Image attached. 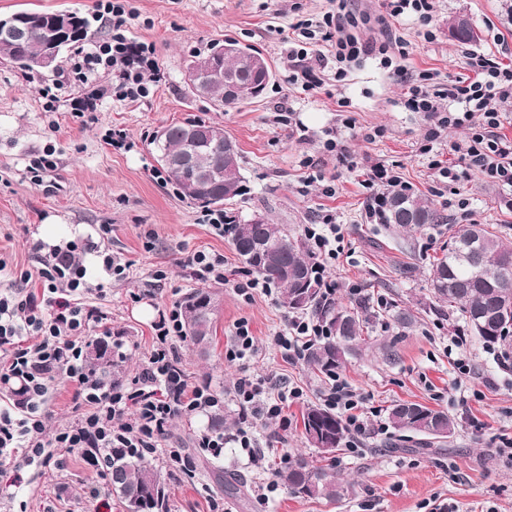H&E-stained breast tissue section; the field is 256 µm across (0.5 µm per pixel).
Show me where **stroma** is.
Listing matches in <instances>:
<instances>
[{
    "label": "stroma",
    "instance_id": "obj_1",
    "mask_svg": "<svg viewBox=\"0 0 512 512\" xmlns=\"http://www.w3.org/2000/svg\"><path fill=\"white\" fill-rule=\"evenodd\" d=\"M129 4L136 13L132 37L153 43L164 74L145 99L110 96L96 111L78 116L68 105L80 89L71 72L74 49L64 50L50 73L23 72L0 59V261L17 271L35 269L32 247L40 240V226L64 224L71 238L104 242L129 262L126 279L100 269L88 280L103 284L94 304L125 352L109 372L133 376L152 346L159 310L203 285L185 266L188 255L223 256L226 269L239 280L250 273L227 237L198 223V206L178 196L152 144L162 127L189 118L219 123L241 149L247 187L245 196L223 204L224 212L259 213L299 236L317 212L326 211L341 229L344 251L332 270L338 281L334 303L349 308L365 297L374 319L368 341L354 345L338 370L340 377L364 396L378 422H386L388 407L398 401L444 411L455 422L448 438L431 444L420 435L402 440L391 431L367 436L361 452L343 446L324 456L306 440L302 413L306 406L322 404L327 378L306 361L284 358L274 346L272 339L289 316L279 295L257 292L248 298L232 284L212 281L206 285L220 299L213 342L203 355L183 340L177 354L189 382H208L223 396L225 432H234L239 422L232 395L241 374L264 376L275 389L301 387L304 399L285 408L287 430L274 423L258 427L262 457L255 465L230 445L217 458L199 454L195 436L206 428L207 418L190 424L175 420L170 441L185 449L196 470L193 479L178 481L162 456L151 457L164 482L168 512H210L214 502L224 512H437L449 503L458 512H512V463L496 453L500 435L512 437V368L503 366L495 348L471 336L466 345L471 371L460 373L447 353L448 336L460 322L434 296L428 276L430 262L466 215L512 243V196L480 175L453 182L429 166L452 158L464 130L448 129L431 153L421 154L427 118L398 106L401 86L371 60L342 83L330 80L315 91L289 82L291 63L280 30L293 16H321L329 0ZM434 5V41H425L414 20L395 23L406 41L410 72L465 76L474 54H490L512 66V0H434ZM19 9L77 11L88 18L95 37L109 32L97 16L96 0H0V15ZM459 15L470 18L476 41L462 44L449 35L448 24ZM227 39L259 49L273 79L260 101L219 110L191 94L184 74L194 56ZM47 80L64 83L51 112L38 93ZM346 118L355 122L354 129H343L355 162L351 169L318 148L324 130L343 128ZM111 128L126 132L128 148L105 144ZM49 147L58 166L42 181H33L28 160ZM376 163L392 168L401 183L443 210L447 224L406 232L370 217L367 201L374 189L367 178ZM103 224L111 227L105 240L98 233ZM241 321L248 323L258 346L244 369L224 360ZM300 458L330 463L340 477L354 481L350 495L337 503L296 497L281 487L259 500L258 486ZM219 468L234 484L233 492H217ZM99 498L112 512H126L108 472L95 470L76 452L59 467L29 469L14 500L0 503V512H93Z\"/></svg>",
    "mask_w": 512,
    "mask_h": 512
}]
</instances>
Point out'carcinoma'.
Segmentation results:
<instances>
[{
    "label": "carcinoma",
    "instance_id": "cac0c4a2",
    "mask_svg": "<svg viewBox=\"0 0 512 512\" xmlns=\"http://www.w3.org/2000/svg\"><path fill=\"white\" fill-rule=\"evenodd\" d=\"M73 29L65 36L61 49L79 45L92 36L89 20L76 11L69 12ZM15 23L29 28L22 42L0 38V57L10 62L21 53L38 50L58 38L54 26L55 13L18 11L10 14ZM224 68L238 73L241 83L250 89L248 97L224 95V88L213 93V106L234 108L245 101L262 97L269 81L254 72L242 60L229 59ZM216 124L204 120H188L172 124L163 135L153 137L158 161L167 170L184 200L199 206H214L217 202L232 201L246 194L242 174V156L235 150V163L228 165L225 151L219 145L199 148L187 140L188 131L209 130ZM177 155L195 158V165L172 168L167 159ZM212 178L200 183L193 195L184 187L195 180L198 169ZM384 223L395 224L409 231H417L448 223V216L429 199L406 190L389 193L385 198ZM481 241L480 253L471 258L466 246L472 232ZM227 236L245 265L265 281L280 289L281 304L292 310H311L329 321L332 336L311 349L306 362L311 369L332 374L342 366L352 351V343L361 336L372 317L366 302L359 306L338 310L323 303L316 288L310 251L306 244L288 234L278 224L264 221L251 223V218L231 216L224 225ZM434 294L448 300V312L458 315L471 335L487 346H512V334L505 331L512 324V245L482 224H462L449 236L441 257L430 269ZM185 337L202 349L209 346L218 309L212 304L207 288H197L180 301ZM388 419L398 431H407L429 438L447 437L455 423L447 413L417 403L400 402L389 408ZM305 434H316L313 446L325 454L333 453L347 437V428L330 409L311 405L302 414ZM112 491L125 503L126 512H166L164 483L160 475L144 457L114 455L106 463ZM286 490L299 497L326 498L339 501L352 492V485L340 480L336 472L323 466L310 465L303 460L288 463L277 472Z\"/></svg>",
    "mask_w": 512,
    "mask_h": 512
}]
</instances>
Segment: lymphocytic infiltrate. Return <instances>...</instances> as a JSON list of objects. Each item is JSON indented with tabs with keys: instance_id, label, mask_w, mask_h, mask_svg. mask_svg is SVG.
Listing matches in <instances>:
<instances>
[{
	"instance_id": "lymphocytic-infiltrate-1",
	"label": "lymphocytic infiltrate",
	"mask_w": 512,
	"mask_h": 512,
	"mask_svg": "<svg viewBox=\"0 0 512 512\" xmlns=\"http://www.w3.org/2000/svg\"><path fill=\"white\" fill-rule=\"evenodd\" d=\"M98 12L112 28V35L93 41L83 50L73 69L84 90L71 101L73 111L92 112L106 92L132 102L146 98L151 83L160 79L153 44L132 46L128 36L131 10L125 0H97ZM365 21L336 0V9L321 20L295 23L288 37L292 62L291 82L312 90L318 87L316 67H333V78L343 81L363 62L377 60L380 68L396 77L404 87L399 99L409 112H423L435 123L426 134L423 152H430L443 129L464 127L467 139L456 145L457 162L441 167L440 173L459 180L476 171L503 191L512 192V137L503 134V101L512 99V69L495 58L473 55L469 77L436 81L433 73L407 76L402 40L388 32L383 40L362 39L357 29ZM325 43L326 53L311 48ZM112 75L110 89L97 87L100 72ZM319 259L315 274L323 302L336 294L334 281L325 278L326 261L336 259L341 239L333 215L322 217L321 227H307ZM88 244L70 241L38 259L36 272L23 271L0 288V466L21 471L29 466H50L56 454L81 453L88 463L104 468L112 454L163 453L172 476L192 471L190 457L179 448H163L167 428L177 417L189 418L216 412L223 399L209 384H191L181 370L175 341L182 336V314L172 305L158 314L153 325L155 345L139 373L128 379H113L100 373L87 360V350L96 342L101 317L86 299L93 288L86 280L81 261ZM329 334L325 321L296 315L275 344L291 358L304 357ZM76 388L80 415L55 429H48L47 406L59 381ZM298 387L271 391L266 379L244 376L234 385L233 399L239 410L240 427L235 433L207 432L197 446L220 455L233 443L249 462L260 460L253 426L263 420L287 424L286 403L301 399ZM325 403L343 413L356 449L363 436L371 434L364 411L365 399L346 380L333 378L324 394Z\"/></svg>"
}]
</instances>
